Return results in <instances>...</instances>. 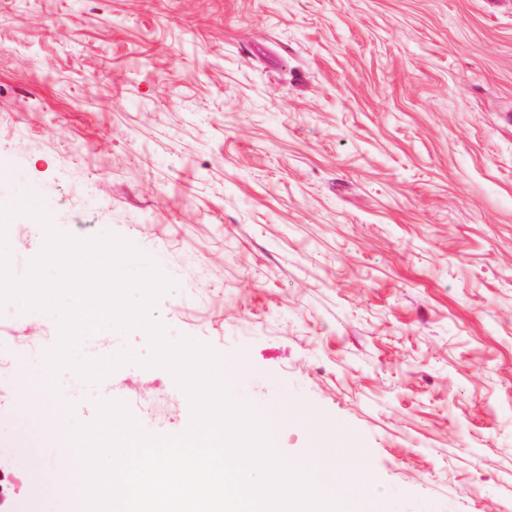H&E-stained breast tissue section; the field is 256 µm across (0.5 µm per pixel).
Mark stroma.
<instances>
[{"instance_id":"stroma-1","label":"stroma","mask_w":512,"mask_h":512,"mask_svg":"<svg viewBox=\"0 0 512 512\" xmlns=\"http://www.w3.org/2000/svg\"><path fill=\"white\" fill-rule=\"evenodd\" d=\"M11 254L52 226L116 235L172 286L170 341L236 366L233 395L301 412L285 461L344 443L371 512H512V0H0V205ZM56 315L0 348L43 370ZM98 382L59 372L71 425L125 402L177 435L191 405L144 330ZM5 512H66L52 426L21 414Z\"/></svg>"}]
</instances>
